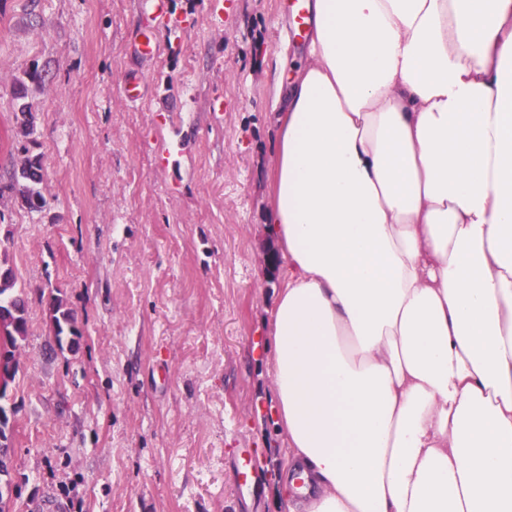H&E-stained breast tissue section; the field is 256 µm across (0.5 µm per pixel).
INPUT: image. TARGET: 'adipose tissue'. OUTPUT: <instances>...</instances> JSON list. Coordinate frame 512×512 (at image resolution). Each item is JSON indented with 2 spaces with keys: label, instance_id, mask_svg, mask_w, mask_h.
<instances>
[{
  "label": "adipose tissue",
  "instance_id": "obj_1",
  "mask_svg": "<svg viewBox=\"0 0 512 512\" xmlns=\"http://www.w3.org/2000/svg\"><path fill=\"white\" fill-rule=\"evenodd\" d=\"M267 210L287 512H512V0H309Z\"/></svg>",
  "mask_w": 512,
  "mask_h": 512
}]
</instances>
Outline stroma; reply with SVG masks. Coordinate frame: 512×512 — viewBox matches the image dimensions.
<instances>
[{
	"label": "stroma",
	"instance_id": "stroma-1",
	"mask_svg": "<svg viewBox=\"0 0 512 512\" xmlns=\"http://www.w3.org/2000/svg\"><path fill=\"white\" fill-rule=\"evenodd\" d=\"M141 2L0 0V259L28 301L9 510L285 512L265 212L275 93L306 46L284 0H168L141 57ZM21 85L39 212L9 188ZM55 296L81 332L70 351L50 350Z\"/></svg>",
	"mask_w": 512,
	"mask_h": 512
}]
</instances>
